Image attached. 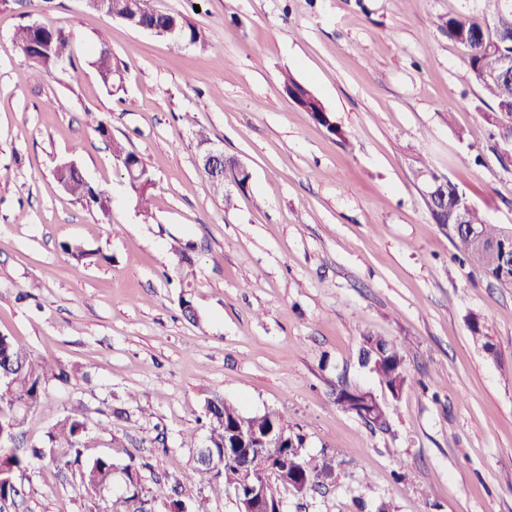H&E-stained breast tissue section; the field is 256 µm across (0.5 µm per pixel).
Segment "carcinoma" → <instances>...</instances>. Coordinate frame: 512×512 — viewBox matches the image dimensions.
Instances as JSON below:
<instances>
[{
    "label": "carcinoma",
    "mask_w": 512,
    "mask_h": 512,
    "mask_svg": "<svg viewBox=\"0 0 512 512\" xmlns=\"http://www.w3.org/2000/svg\"><path fill=\"white\" fill-rule=\"evenodd\" d=\"M83 2L91 11L108 16L117 13L125 17L123 24L134 30L151 25L173 27L175 36L171 43L177 48L186 43L203 42L200 29L182 13L159 11L148 5L140 12H127L123 9L124 0ZM440 27L450 40L467 50L473 79L493 103V119L501 128L502 135L512 136V111L501 112L505 101L512 102V72L494 83L481 80L483 72L495 68L501 56L512 53V43L500 39L502 32L512 30V14L493 18L487 24L464 16H450L441 20ZM11 48L14 53L30 61L38 75L50 72L60 59H71L69 33L58 26L21 25L13 34ZM92 66L106 88L118 91L123 87V70L109 48L101 46L97 49ZM284 87L288 88V97L298 102L314 122L331 135L340 132L324 104L306 85L288 75L284 79ZM95 123V130L112 146V155L127 177L137 208L144 215H149V190L153 186L150 170L139 155L128 150L121 141L112 138L108 124L101 119L95 120ZM53 176L62 191L95 213L101 222L111 221L110 197L89 183L79 168L62 163L55 168ZM459 191L461 188L457 184L448 182L446 204H426L431 219L436 224L448 227L456 248L476 271L487 279H498L503 269L501 258L490 251L489 244L501 237L503 230L495 224L485 223L475 208L469 214V223L481 229L482 242H477L457 227L454 205ZM61 248L77 261L97 256V253L85 249L77 242H65ZM188 250V245L172 246L169 260V266L184 277L193 273V258ZM362 342V360L370 357L376 359V377L385 380L393 391L405 390L409 385V377L400 366L402 358L397 348L386 338L371 334L362 336ZM51 379L65 384L69 382L70 375L60 364L50 366L36 361L29 350L14 337L0 335V472H4V475H0V512H16L22 490L14 480L15 474L28 469L34 461L46 462L57 468L63 478L71 477L78 481L87 494V500L94 503V512H155L159 502L171 504L182 512L189 510V505L182 499L172 501L170 495L163 490L146 491L138 485L140 470L149 467V463L131 451L127 452L129 463L122 467L131 488L109 497L99 495V492L112 485L117 465L107 456L83 459L88 421L84 414L76 410L68 412L51 427L45 442L29 447L21 445L17 434L18 415L25 409L39 407L45 402L46 383ZM204 418L209 432L210 462L206 464L195 459L192 473L183 476V481L176 482L178 487L221 480L224 485L237 488L247 468L248 459L244 456L234 460L224 459V431H247L266 425L284 430L288 428L286 418L278 412L247 415L220 397L207 402ZM59 448L64 449V452L58 453ZM268 453L277 472L272 479L274 485L288 487L293 472L298 470L307 479L308 485L319 489L331 472L327 461H319L303 453V438L299 435L281 448L268 449Z\"/></svg>",
    "instance_id": "cac0c4a2"
}]
</instances>
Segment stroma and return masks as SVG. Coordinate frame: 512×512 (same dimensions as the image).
<instances>
[{
	"instance_id": "obj_1",
	"label": "stroma",
	"mask_w": 512,
	"mask_h": 512,
	"mask_svg": "<svg viewBox=\"0 0 512 512\" xmlns=\"http://www.w3.org/2000/svg\"><path fill=\"white\" fill-rule=\"evenodd\" d=\"M187 15L204 46L174 47L83 0H0V334L62 364L43 406L23 412L41 443L72 408L88 419L85 459L138 450L144 488L190 472L189 435L215 397L276 411L334 479L283 512H512V288L457 257L417 188L414 154L512 228V141L497 137L464 47L441 17L488 18L485 0H148ZM64 27L73 63L38 76L12 52L23 24ZM107 45L125 71L111 93L91 62ZM292 74L341 128L333 136L283 90ZM112 135L147 164L139 214ZM250 174L213 194L196 128ZM76 161L112 200L101 223L59 190ZM99 252L77 261L61 245ZM193 242L194 275L167 272ZM191 301L196 322L181 314ZM479 320L482 338L469 324ZM372 333L398 346L411 380L392 398L360 363ZM490 339L497 353L482 347ZM390 409L372 428L336 403L339 384ZM20 512H83L53 466L18 479ZM193 512H240L233 491L189 486Z\"/></svg>"
}]
</instances>
